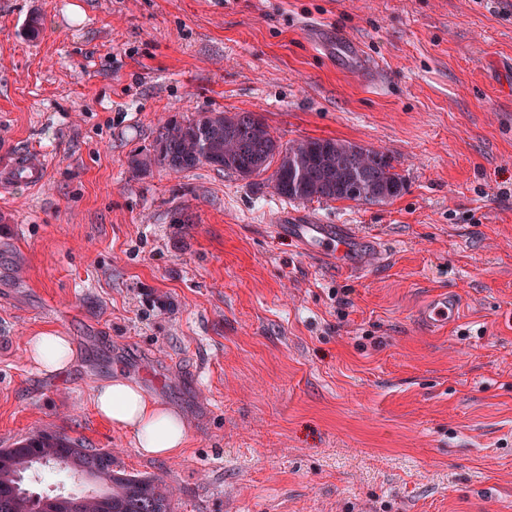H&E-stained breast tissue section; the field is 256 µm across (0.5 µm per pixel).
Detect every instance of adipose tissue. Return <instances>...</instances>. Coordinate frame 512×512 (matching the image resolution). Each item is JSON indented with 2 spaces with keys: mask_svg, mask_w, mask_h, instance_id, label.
<instances>
[{
  "mask_svg": "<svg viewBox=\"0 0 512 512\" xmlns=\"http://www.w3.org/2000/svg\"><path fill=\"white\" fill-rule=\"evenodd\" d=\"M28 355L38 371L61 375L75 359L69 337L46 330L29 338ZM97 414L113 426L129 431L138 452L146 457L178 455L187 444L185 418L168 405L149 397L139 385L117 374L99 385L93 396Z\"/></svg>",
  "mask_w": 512,
  "mask_h": 512,
  "instance_id": "ef3b65f1",
  "label": "adipose tissue"
}]
</instances>
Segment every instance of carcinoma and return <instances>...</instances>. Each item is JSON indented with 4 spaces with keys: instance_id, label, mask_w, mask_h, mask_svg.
<instances>
[{
    "instance_id": "obj_1",
    "label": "carcinoma",
    "mask_w": 512,
    "mask_h": 512,
    "mask_svg": "<svg viewBox=\"0 0 512 512\" xmlns=\"http://www.w3.org/2000/svg\"><path fill=\"white\" fill-rule=\"evenodd\" d=\"M131 163L137 172L158 166L176 173L207 164L242 179L275 163L267 186L294 201L382 205L404 190L386 153L324 138L285 147L251 112L169 119L159 127L152 150L132 156ZM50 464L78 475L94 472L98 491L80 496L83 512H172L173 494L157 479L117 468L110 451L46 430L0 448V512H43L44 495L31 491L27 481L35 468Z\"/></svg>"
}]
</instances>
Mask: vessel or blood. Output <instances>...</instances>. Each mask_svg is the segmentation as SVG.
I'll use <instances>...</instances> for the list:
<instances>
[{"label":"vessel or blood","instance_id":"1","mask_svg":"<svg viewBox=\"0 0 512 512\" xmlns=\"http://www.w3.org/2000/svg\"><path fill=\"white\" fill-rule=\"evenodd\" d=\"M45 176L42 161L33 157L19 161L9 170L0 171V184L5 186L22 179L37 186L44 182ZM277 223L288 226L308 253L318 257H334L337 264L351 269L354 273H361L385 259V253L380 246L367 244L365 237L352 231L348 225L316 224L309 221L292 223L284 214L278 217ZM455 310V303L447 295L438 294L429 301L422 317L429 325L437 326L447 321Z\"/></svg>","mask_w":512,"mask_h":512}]
</instances>
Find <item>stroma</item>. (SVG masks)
Returning a JSON list of instances; mask_svg holds the SVG:
<instances>
[{"label":"stroma","mask_w":512,"mask_h":512,"mask_svg":"<svg viewBox=\"0 0 512 512\" xmlns=\"http://www.w3.org/2000/svg\"><path fill=\"white\" fill-rule=\"evenodd\" d=\"M340 34L377 86L315 48ZM200 112L384 151L405 189L302 203L131 168ZM26 156L44 185L0 191V448L66 434L174 512H512V0H0V166ZM281 211L386 259L345 274ZM442 291L458 316L431 330ZM47 328L77 353L61 376L26 356ZM118 370L185 417L180 456L98 417Z\"/></svg>","instance_id":"obj_1"}]
</instances>
